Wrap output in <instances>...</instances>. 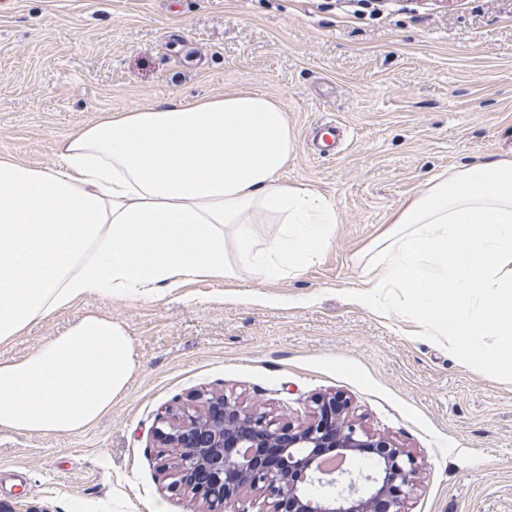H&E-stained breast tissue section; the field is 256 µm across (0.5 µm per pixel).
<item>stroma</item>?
<instances>
[{
    "label": "stroma",
    "instance_id": "stroma-1",
    "mask_svg": "<svg viewBox=\"0 0 512 512\" xmlns=\"http://www.w3.org/2000/svg\"><path fill=\"white\" fill-rule=\"evenodd\" d=\"M233 91L283 105L297 147L282 179L334 203V236L296 277L93 293L0 344L20 359L96 313L135 357L84 430L0 428V512H224L169 490L159 463L176 452L155 428L230 391L292 421L343 394L366 430L426 459L408 512H512V373L359 300L357 265L431 176L512 156V0H0L1 155L49 167L106 114ZM332 124L344 142L317 154Z\"/></svg>",
    "mask_w": 512,
    "mask_h": 512
}]
</instances>
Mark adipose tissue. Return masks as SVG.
I'll return each mask as SVG.
<instances>
[{
  "mask_svg": "<svg viewBox=\"0 0 512 512\" xmlns=\"http://www.w3.org/2000/svg\"><path fill=\"white\" fill-rule=\"evenodd\" d=\"M295 149L283 107L253 91L108 114L64 137L50 167L0 155V343L91 293L152 296L238 266L301 273L327 247L336 210L282 181ZM274 223L275 236L255 234ZM362 279L363 301L400 291L396 312L464 361L512 365V158L432 176L394 213ZM133 370L125 329L85 316L0 362V427L81 430Z\"/></svg>",
  "mask_w": 512,
  "mask_h": 512,
  "instance_id": "1",
  "label": "adipose tissue"
}]
</instances>
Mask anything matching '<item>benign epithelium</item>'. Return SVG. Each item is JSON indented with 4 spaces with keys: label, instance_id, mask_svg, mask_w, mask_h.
<instances>
[{
    "label": "benign epithelium",
    "instance_id": "1",
    "mask_svg": "<svg viewBox=\"0 0 512 512\" xmlns=\"http://www.w3.org/2000/svg\"><path fill=\"white\" fill-rule=\"evenodd\" d=\"M200 407L159 417L162 445L179 449L169 487H189L212 503H241L237 512H407L423 457L372 434L340 393L313 400L302 424H281L248 409L232 393L199 397ZM256 492L262 502L247 500Z\"/></svg>",
    "mask_w": 512,
    "mask_h": 512
}]
</instances>
